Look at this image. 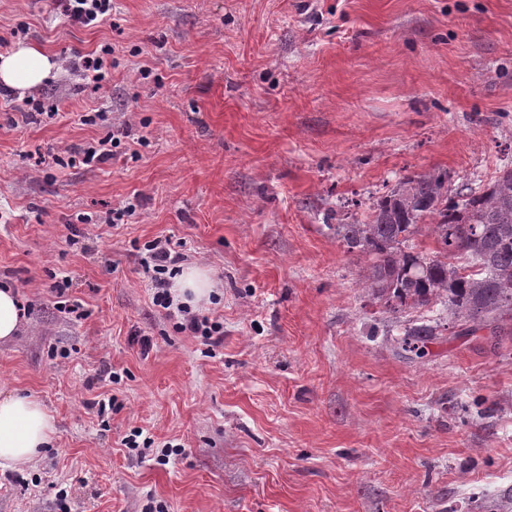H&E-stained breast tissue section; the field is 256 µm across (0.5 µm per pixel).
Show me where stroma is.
<instances>
[{"mask_svg":"<svg viewBox=\"0 0 512 512\" xmlns=\"http://www.w3.org/2000/svg\"><path fill=\"white\" fill-rule=\"evenodd\" d=\"M2 41L62 68L0 94V283L26 307L0 391L56 420L35 466L0 470V512H512V335L389 311L334 230L404 175L512 166V0H114L89 27L0 0ZM106 44L96 83L76 62ZM122 127L136 155L54 163ZM156 238L212 269L194 308L219 343L153 305ZM136 430L151 448L122 445ZM401 349L421 358L425 354L426 345L436 336L435 327L430 324H420L404 328Z\"/></svg>","mask_w":512,"mask_h":512,"instance_id":"stroma-1","label":"stroma"}]
</instances>
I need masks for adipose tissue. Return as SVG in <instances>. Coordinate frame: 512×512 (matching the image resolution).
<instances>
[{
	"instance_id": "obj_1",
	"label": "adipose tissue",
	"mask_w": 512,
	"mask_h": 512,
	"mask_svg": "<svg viewBox=\"0 0 512 512\" xmlns=\"http://www.w3.org/2000/svg\"><path fill=\"white\" fill-rule=\"evenodd\" d=\"M59 61L33 46L17 44L0 55V85L23 92L59 72ZM52 414L32 396H0V469L34 466L55 438Z\"/></svg>"
}]
</instances>
